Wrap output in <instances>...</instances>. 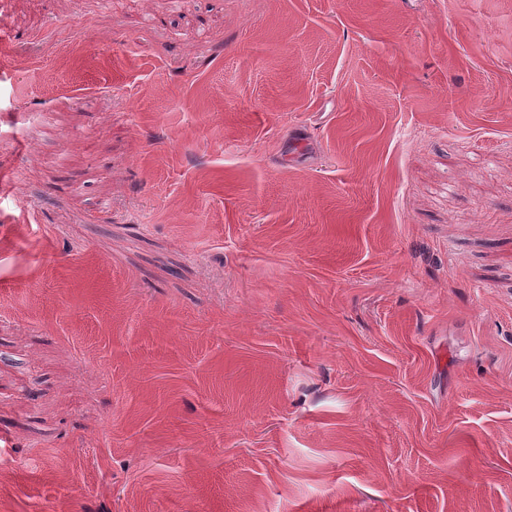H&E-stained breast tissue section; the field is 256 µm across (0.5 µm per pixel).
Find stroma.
<instances>
[{"mask_svg":"<svg viewBox=\"0 0 512 512\" xmlns=\"http://www.w3.org/2000/svg\"><path fill=\"white\" fill-rule=\"evenodd\" d=\"M96 2L0 0V512H512V0Z\"/></svg>","mask_w":512,"mask_h":512,"instance_id":"1","label":"stroma"}]
</instances>
